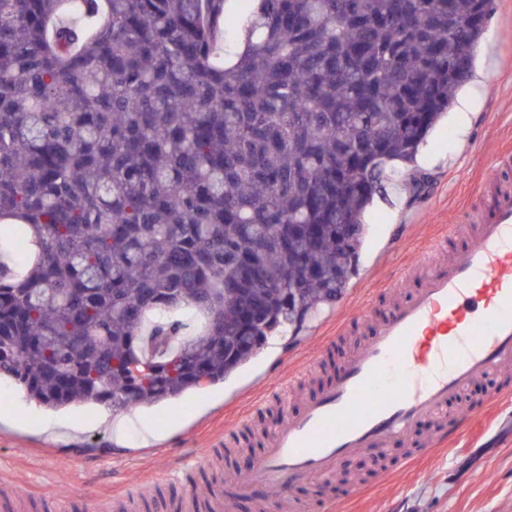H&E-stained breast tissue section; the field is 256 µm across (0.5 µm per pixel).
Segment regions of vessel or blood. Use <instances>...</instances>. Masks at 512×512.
I'll return each mask as SVG.
<instances>
[{"label":"vessel or blood","instance_id":"vessel-or-blood-1","mask_svg":"<svg viewBox=\"0 0 512 512\" xmlns=\"http://www.w3.org/2000/svg\"><path fill=\"white\" fill-rule=\"evenodd\" d=\"M512 156L483 181L485 206L470 213L476 241L429 269L419 288L343 357L336 377L295 413H284L262 453L234 469L232 496L191 490L209 512H235L251 488L264 512H295L294 492H325L348 456L378 453L422 420L446 412L474 380L512 369V190L500 187Z\"/></svg>","mask_w":512,"mask_h":512}]
</instances>
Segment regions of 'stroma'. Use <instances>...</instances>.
<instances>
[{
	"mask_svg": "<svg viewBox=\"0 0 512 512\" xmlns=\"http://www.w3.org/2000/svg\"><path fill=\"white\" fill-rule=\"evenodd\" d=\"M461 93L471 99L467 116L449 108L414 167L392 176L387 196L368 209L358 270L341 301L299 330L270 339L224 381L132 408L119 434L104 423V407L52 411L0 378V512H11L15 493L28 497L26 512H89L94 496L116 489L127 497L115 512H186V490L201 482L224 489L232 465L257 453L261 435L282 416L272 396L276 383L319 358L316 376L290 400L296 412L330 381L368 333L353 310L377 316L412 294L415 282L401 276V268L472 206L493 154L512 150V0H495ZM396 234L404 237L397 248L391 245ZM330 336L332 351L320 354ZM503 388L512 390V373L503 382L478 381L452 402V409L482 415L447 446H430L438 425L429 421L417 427L415 441L398 444L388 457L347 458L336 471V512H512V414L488 406ZM246 414L251 423L241 444L225 447V423ZM146 419L157 428L147 442ZM160 468L172 471L174 485L147 488V476Z\"/></svg>",
	"mask_w": 512,
	"mask_h": 512,
	"instance_id": "35a3bbf8",
	"label": "stroma"
}]
</instances>
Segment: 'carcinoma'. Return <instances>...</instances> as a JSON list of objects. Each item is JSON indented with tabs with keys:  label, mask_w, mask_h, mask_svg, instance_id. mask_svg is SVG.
I'll return each mask as SVG.
<instances>
[{
	"label": "carcinoma",
	"mask_w": 512,
	"mask_h": 512,
	"mask_svg": "<svg viewBox=\"0 0 512 512\" xmlns=\"http://www.w3.org/2000/svg\"><path fill=\"white\" fill-rule=\"evenodd\" d=\"M491 6L0 0V247L28 253L0 261V375L127 410L336 303L362 238L338 243L472 77Z\"/></svg>",
	"instance_id": "cac0c4a2"
}]
</instances>
